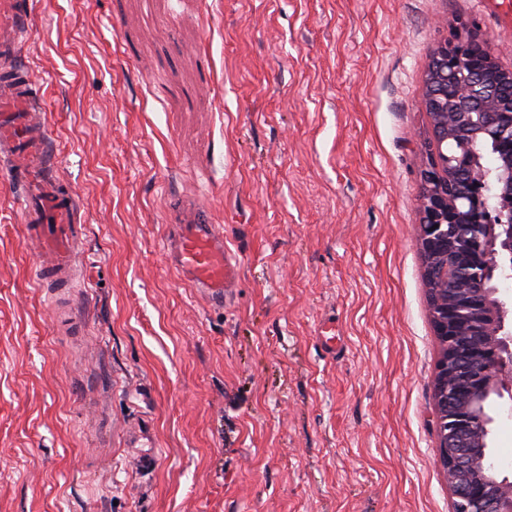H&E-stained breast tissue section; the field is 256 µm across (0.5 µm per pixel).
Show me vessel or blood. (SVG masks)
Instances as JSON below:
<instances>
[{
	"mask_svg": "<svg viewBox=\"0 0 512 512\" xmlns=\"http://www.w3.org/2000/svg\"><path fill=\"white\" fill-rule=\"evenodd\" d=\"M31 26V0H0V161L25 198L26 236L37 249L43 286L70 283L76 268V200L62 191L49 169L48 130L41 97L21 66L19 50ZM175 270L215 305L238 280L237 262L224 244V227L202 211H183L166 240Z\"/></svg>",
	"mask_w": 512,
	"mask_h": 512,
	"instance_id": "vessel-or-blood-1",
	"label": "vessel or blood"
}]
</instances>
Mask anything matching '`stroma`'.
<instances>
[{
    "label": "stroma",
    "instance_id": "stroma-1",
    "mask_svg": "<svg viewBox=\"0 0 512 512\" xmlns=\"http://www.w3.org/2000/svg\"><path fill=\"white\" fill-rule=\"evenodd\" d=\"M477 0H33L21 62L82 226L34 282L0 174V512H452L419 249L430 57ZM238 285L165 256L184 203ZM491 453L512 478V401Z\"/></svg>",
    "mask_w": 512,
    "mask_h": 512
}]
</instances>
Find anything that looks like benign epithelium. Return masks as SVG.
<instances>
[{"label":"benign epithelium","mask_w":512,"mask_h":512,"mask_svg":"<svg viewBox=\"0 0 512 512\" xmlns=\"http://www.w3.org/2000/svg\"><path fill=\"white\" fill-rule=\"evenodd\" d=\"M465 28L461 25L437 47L428 68V115L435 145L422 166L419 247L428 279L446 284L450 277L465 276L481 288L494 275L492 258L512 257V225L482 224L473 218L491 195L512 208V94L506 99L500 94L501 84L512 87V68L499 62L488 39L465 33ZM462 66L470 70L465 87L457 77ZM475 112L486 117L479 131L472 124ZM478 133L494 144L498 174L490 185L466 187L459 176L472 165L451 168L447 144L453 140L459 145L457 161L471 154L469 141ZM505 306L493 288L483 299L469 293L450 297L446 288L429 294L441 349L434 375L436 448L453 512H512V481L500 475L488 455L458 451L471 441L488 443L487 400L512 399V330L497 329L483 345L467 331L476 325L480 311L494 319Z\"/></svg>","instance_id":"obj_1"}]
</instances>
